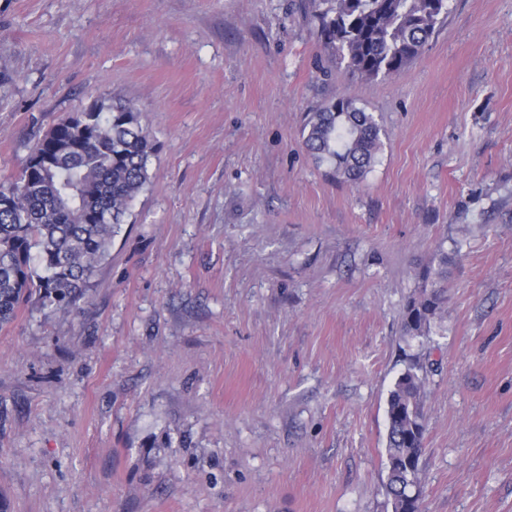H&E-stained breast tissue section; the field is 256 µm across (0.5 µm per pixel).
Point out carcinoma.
Segmentation results:
<instances>
[{
    "mask_svg": "<svg viewBox=\"0 0 512 512\" xmlns=\"http://www.w3.org/2000/svg\"><path fill=\"white\" fill-rule=\"evenodd\" d=\"M325 48L353 73H400L422 52L441 13L429 0H313ZM383 130L373 113L339 98L308 115L304 146L333 178L356 183L375 163ZM156 144L128 104L74 112L54 124L19 171L0 182V328L21 305L69 313L150 180ZM443 289L423 286L406 307L403 335L428 338ZM427 370L412 361L387 400L386 481L391 512H421Z\"/></svg>",
    "mask_w": 512,
    "mask_h": 512,
    "instance_id": "1",
    "label": "carcinoma"
}]
</instances>
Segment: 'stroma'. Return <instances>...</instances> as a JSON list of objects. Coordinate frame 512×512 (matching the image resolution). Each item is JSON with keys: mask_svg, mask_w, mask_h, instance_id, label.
Wrapping results in <instances>:
<instances>
[{"mask_svg": "<svg viewBox=\"0 0 512 512\" xmlns=\"http://www.w3.org/2000/svg\"><path fill=\"white\" fill-rule=\"evenodd\" d=\"M340 97L356 184L303 145ZM154 139L78 307L0 328V512H386L387 397L429 368L422 512H512V0L350 73L311 0H0V181L73 112ZM448 258L427 341L401 334ZM383 135L373 113L339 98L309 113L304 146L316 163L331 166L334 179L356 183L375 163Z\"/></svg>", "mask_w": 512, "mask_h": 512, "instance_id": "stroma-1", "label": "stroma"}]
</instances>
